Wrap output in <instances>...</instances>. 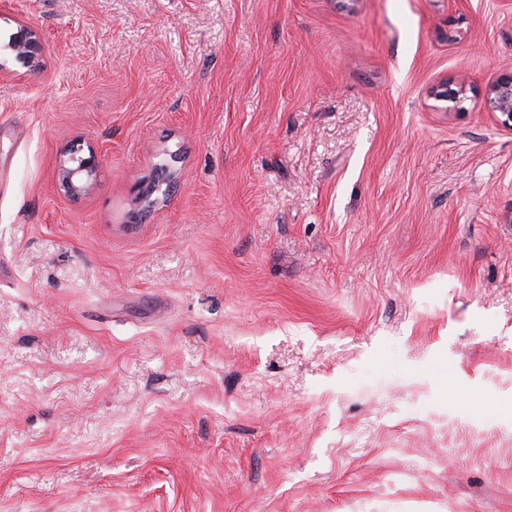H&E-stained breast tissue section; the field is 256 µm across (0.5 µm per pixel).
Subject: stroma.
<instances>
[{
  "mask_svg": "<svg viewBox=\"0 0 512 512\" xmlns=\"http://www.w3.org/2000/svg\"><path fill=\"white\" fill-rule=\"evenodd\" d=\"M0 64V512H512V0H0ZM15 61L28 69H36L40 63L41 40L38 32L25 22L19 23L17 32L8 45ZM488 104L501 124L512 130V69L497 76L489 86ZM70 151L59 159L56 181L59 189L66 195L78 197L92 186L100 167V159L93 151L88 157Z\"/></svg>",
  "mask_w": 512,
  "mask_h": 512,
  "instance_id": "35a3bbf8",
  "label": "stroma"
}]
</instances>
